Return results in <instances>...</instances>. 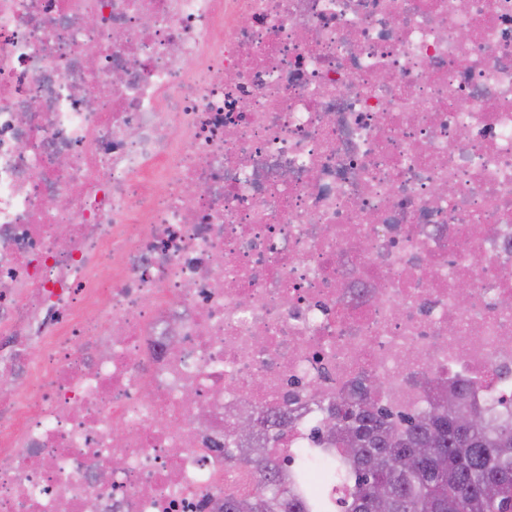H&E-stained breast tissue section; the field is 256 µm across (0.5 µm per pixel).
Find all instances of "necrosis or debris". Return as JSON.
Wrapping results in <instances>:
<instances>
[{"mask_svg":"<svg viewBox=\"0 0 512 512\" xmlns=\"http://www.w3.org/2000/svg\"><path fill=\"white\" fill-rule=\"evenodd\" d=\"M463 382L512 398V0H0V512H222L237 414Z\"/></svg>","mask_w":512,"mask_h":512,"instance_id":"1","label":"necrosis or debris"}]
</instances>
